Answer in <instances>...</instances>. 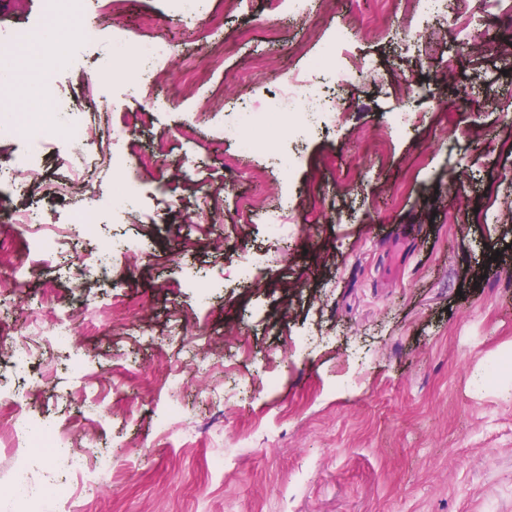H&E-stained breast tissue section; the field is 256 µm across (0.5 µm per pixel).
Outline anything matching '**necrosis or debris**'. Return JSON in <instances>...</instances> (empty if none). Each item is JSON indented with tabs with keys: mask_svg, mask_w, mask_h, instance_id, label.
<instances>
[{
	"mask_svg": "<svg viewBox=\"0 0 512 512\" xmlns=\"http://www.w3.org/2000/svg\"><path fill=\"white\" fill-rule=\"evenodd\" d=\"M495 4L496 0H455V11L449 23L424 32L422 39L425 45L433 46L440 34L450 31L464 38L471 48H484L487 21ZM96 5L97 0H42L39 13L32 18L27 29L1 31L0 44L13 48L35 33L76 29L81 31L82 38L69 45L67 58L79 57L84 50L93 47L97 50L96 61L100 71L130 65L136 72L135 85H159L163 64L171 55L170 42L155 40L133 48L120 33L104 38L101 30L91 23ZM351 42L349 31L345 27H337L333 41L321 56L312 61L311 76L292 77L287 91L268 100L263 111L256 112L246 107L227 109L225 133L245 127L253 132L251 138L241 141L236 156L226 160L227 170H235L239 157L264 150L262 133L267 127L287 126L286 108L296 97L305 100V109L297 119L301 133H311L319 122L326 125L335 122L338 101L324 94L319 79L327 75L340 86L355 79L356 70L345 67L342 62ZM54 107V112L44 122L25 112L0 114V140L11 136L21 126L29 132L25 151L0 163V185L10 187L17 195H24L28 187L38 180L45 153L54 144L56 127H66L72 137L82 143L81 148L69 158L72 173L81 178L80 202L74 207L69 224H51L45 211L30 207L8 214L9 220L20 225L29 240L28 249L16 252L10 263L12 274L18 279L28 277L35 262L45 263L56 258L73 237L95 235L98 223L95 203L100 190L94 180L85 176L90 165H104L125 172L129 160L141 157L138 140L127 131L117 137L119 150L106 149L103 137L84 123L70 97L55 96ZM115 251L123 255L132 268L145 264L150 257L146 240L123 238L112 241L109 248L96 252L90 264L81 269L82 284H89L91 280L108 274L110 255ZM0 335L10 339L6 348L9 357L16 364L24 366L32 363L35 357L36 337H45L52 346L67 349L72 345L73 328L68 321L58 319L49 324L39 321L32 323L29 330L23 333L15 325L2 321ZM26 398L25 390L0 383V402L13 408L9 432L11 452L15 459L13 469L0 478L16 491L27 512H63L64 484H57L55 490L50 492L33 482L30 473L34 462L41 459L43 454H50L62 462L68 474L76 476L85 486L92 487L111 474L118 459L90 444L81 449L75 448L69 430L59 431L36 423L23 406Z\"/></svg>",
	"mask_w": 512,
	"mask_h": 512,
	"instance_id": "4bbe7bcc",
	"label": "necrosis or debris"
}]
</instances>
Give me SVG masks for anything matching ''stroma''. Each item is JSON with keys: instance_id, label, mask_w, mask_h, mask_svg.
<instances>
[{"instance_id": "obj_1", "label": "stroma", "mask_w": 512, "mask_h": 512, "mask_svg": "<svg viewBox=\"0 0 512 512\" xmlns=\"http://www.w3.org/2000/svg\"><path fill=\"white\" fill-rule=\"evenodd\" d=\"M371 18L384 24L379 37L365 27ZM96 21L134 46L171 42L164 83L130 97L129 74L101 77L82 58L59 71V84L85 121L136 129L146 151L167 139L172 161L137 168L140 223L113 219L99 200V234L77 251L136 236L151 243V259L133 270L114 255L110 278L88 288L74 285L76 259H58L18 284L6 261L23 245L20 227L0 217V319L28 327L45 318L48 295L75 341L69 354L42 347L22 374L1 356L0 381L33 389V419L61 428L81 415L90 388L106 419L94 444L119 453L99 489L72 483L78 512H512V153L502 149L512 133V54L471 51L448 74V44L429 53L418 39L435 18L406 16L404 0H334L332 14L297 19L251 0L204 41L195 33L207 15L181 21L166 0L118 10L99 0ZM340 23L353 33L350 65L372 59L380 76L338 89L335 124L300 136L267 128V150L226 172L225 155L252 132L214 150L225 106L260 108ZM272 25L275 42L263 38ZM194 57L224 64L186 95ZM425 95L436 108L373 142L398 108ZM105 99L114 111L100 110ZM145 109L146 127L136 121ZM187 121L196 142L178 133ZM55 143L26 195L0 187L1 208L39 206L68 223L78 194L66 130ZM277 147L295 154L291 175L275 166ZM185 157L192 172L176 165ZM203 183L232 184L222 221L199 216ZM242 193L287 205L286 240L269 238L261 220L239 222ZM193 277L209 284L207 297ZM116 309L128 316L119 332ZM76 357L83 372L72 368ZM202 358L211 371L200 380ZM244 382L255 400L225 402V390ZM174 402L184 413L161 435L157 422Z\"/></svg>"}]
</instances>
